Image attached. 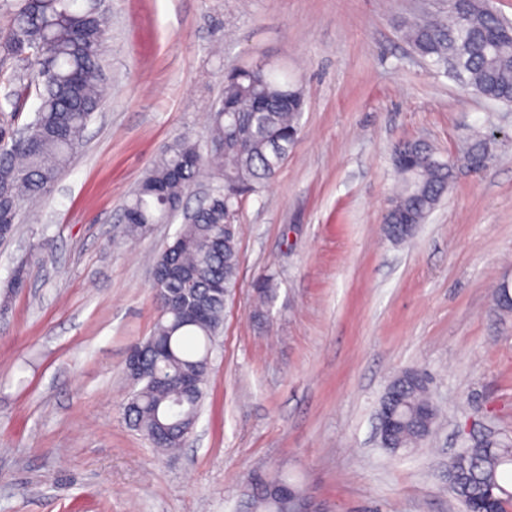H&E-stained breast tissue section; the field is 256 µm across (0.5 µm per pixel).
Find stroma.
Instances as JSON below:
<instances>
[{
  "label": "stroma",
  "instance_id": "1",
  "mask_svg": "<svg viewBox=\"0 0 512 512\" xmlns=\"http://www.w3.org/2000/svg\"><path fill=\"white\" fill-rule=\"evenodd\" d=\"M106 96L53 189L0 243V512H247L253 475L287 473L327 512H463L448 457L512 441V107L435 71L402 37L448 0H108ZM263 62L300 86L298 142L238 211L240 285L200 418L161 454L125 422V361L158 312L152 260L180 220L113 247L127 195L180 135L206 145L224 74ZM22 58H0V125ZM496 125V158L460 176L412 244L383 233L392 148L457 152ZM277 298L252 314L257 278ZM415 368L440 408L407 455L379 446L380 399Z\"/></svg>",
  "mask_w": 512,
  "mask_h": 512
}]
</instances>
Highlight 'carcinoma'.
I'll return each mask as SVG.
<instances>
[{
	"mask_svg": "<svg viewBox=\"0 0 512 512\" xmlns=\"http://www.w3.org/2000/svg\"><path fill=\"white\" fill-rule=\"evenodd\" d=\"M9 11L11 25L0 37V55L21 56L29 63L17 80L21 92L35 89L40 105L25 126L24 142L0 130V241L14 235L20 206L50 191L101 106V56L110 22L109 11L91 3L79 6L77 0H14ZM404 36L433 66L453 57L463 87L512 105V28L503 16L486 12L482 0H448L447 21L410 22ZM284 93L304 100L301 87L279 80L273 71L246 68L225 76L207 151L189 136L179 138L123 204L121 233L135 240L152 225L171 220L200 178L217 183L216 194L193 210L173 243L154 260L158 318L152 334L129 355L136 367L129 375L133 391L124 416L157 448L181 447L197 422L213 339L240 273L239 225L224 223V208L235 213L259 193L296 143L301 112L280 105ZM495 143L493 135L483 133L460 153L484 169ZM393 166L392 210L406 214L408 224H387L384 232L400 245L416 236L446 195L455 166L452 158H440L419 141L396 144ZM276 297L274 277L266 274L255 286L256 315L268 311ZM188 379L197 382L192 393L182 390ZM386 410L393 411L397 425L380 443L392 453H408L425 442L439 413L428 380L417 369L403 371L386 388L380 411ZM449 466L456 479L448 488L465 507L506 512L512 506V442L477 444ZM290 490L297 488L286 475L255 474L251 506L256 512H284Z\"/></svg>",
	"mask_w": 512,
	"mask_h": 512,
	"instance_id": "cac0c4a2",
	"label": "carcinoma"
}]
</instances>
